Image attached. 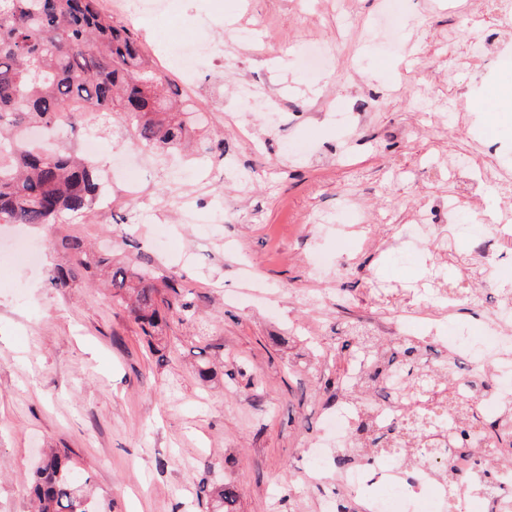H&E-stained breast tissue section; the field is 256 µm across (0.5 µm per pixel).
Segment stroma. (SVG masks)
<instances>
[{
    "label": "stroma",
    "instance_id": "1",
    "mask_svg": "<svg viewBox=\"0 0 512 512\" xmlns=\"http://www.w3.org/2000/svg\"><path fill=\"white\" fill-rule=\"evenodd\" d=\"M400 23L385 0H166L142 18L115 17L154 64L180 81L179 45L203 43L191 87L193 140L212 142L237 184L193 187L200 154L169 151L139 165L142 199L112 187V203L70 213L57 236L107 250L114 264L161 268L195 293L196 325L170 317L145 340L100 282L59 291L48 281L69 253L41 228L0 224V512H31L28 486L41 449H70L102 512H208L201 486L233 482L238 512H322L329 497L361 501L309 455L322 414L336 402L319 377L348 362L354 328L385 323L383 341L438 347L454 325L481 335L470 311L430 325L439 286L484 298L512 296V237L484 256L474 222L512 225V200L496 184L470 190L448 164L512 180V38L482 41L498 25L470 0H404ZM250 38L236 42L234 29ZM325 44V71L294 59ZM241 84L277 110L243 109ZM132 128L61 132L69 148L90 140L107 170L131 149ZM358 203L376 241L321 235ZM425 211L437 228L415 234ZM44 252L21 264L14 243ZM209 367L207 379L194 373Z\"/></svg>",
    "mask_w": 512,
    "mask_h": 512
}]
</instances>
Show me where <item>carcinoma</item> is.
I'll return each instance as SVG.
<instances>
[{
	"label": "carcinoma",
	"mask_w": 512,
	"mask_h": 512,
	"mask_svg": "<svg viewBox=\"0 0 512 512\" xmlns=\"http://www.w3.org/2000/svg\"><path fill=\"white\" fill-rule=\"evenodd\" d=\"M180 98L174 81L149 60L133 34L101 14L98 0H0V224L49 230L64 214L91 209L99 197L94 164L69 148L48 152L25 131L75 133L121 112L131 122L132 144L157 155L189 134ZM60 246L76 256V265L55 267L51 286L70 288L80 274L90 279L107 274L112 296L126 304L145 336L170 316L194 315L192 290L175 276L137 266L114 268L75 236L62 237ZM352 339L345 348H354L368 364L356 392L387 386L405 391L412 401L381 426L370 402L362 400L350 447L336 456L337 465L377 455L407 463L418 453L434 461L435 475L446 479L452 453L473 448L477 434L493 449L512 447L475 400L460 397L442 376L425 373L420 360L428 343L400 337L385 347L361 329ZM72 467L69 449L45 453L30 487L34 512H99L93 491L75 482ZM213 495L215 512H236L237 485L227 482Z\"/></svg>",
	"instance_id": "carcinoma-1"
}]
</instances>
